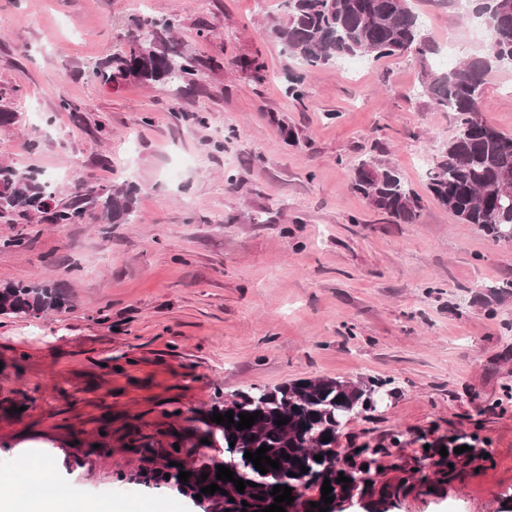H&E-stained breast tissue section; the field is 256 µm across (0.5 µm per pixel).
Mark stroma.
I'll return each mask as SVG.
<instances>
[{"label": "stroma", "mask_w": 512, "mask_h": 512, "mask_svg": "<svg viewBox=\"0 0 512 512\" xmlns=\"http://www.w3.org/2000/svg\"><path fill=\"white\" fill-rule=\"evenodd\" d=\"M284 0H0V165L76 193L138 189L126 224L0 217V285L62 288L66 309L0 315V482L51 455L57 489L93 505L146 502L198 512L172 488L128 482L131 436L166 443L198 411L249 386L308 378L386 382L380 408L339 445L400 436L396 463L424 442L475 435L489 453L393 512H512V247L457 223L427 189L455 116L417 89L411 55L305 70L268 35ZM424 30L456 58L484 54L453 0H416ZM176 20L202 61L190 85L102 83L132 18ZM258 59L255 83L243 63ZM77 104L61 110L60 98ZM512 134V67L479 95ZM373 159L421 198L417 223L371 209L351 179ZM23 235L19 248L5 239ZM180 416H173V409Z\"/></svg>", "instance_id": "obj_1"}]
</instances>
